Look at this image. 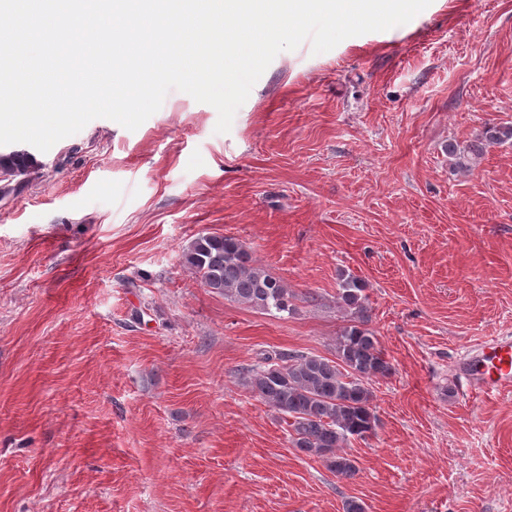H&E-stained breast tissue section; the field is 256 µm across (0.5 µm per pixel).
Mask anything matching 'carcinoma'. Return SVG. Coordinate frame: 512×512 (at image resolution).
<instances>
[{
  "mask_svg": "<svg viewBox=\"0 0 512 512\" xmlns=\"http://www.w3.org/2000/svg\"><path fill=\"white\" fill-rule=\"evenodd\" d=\"M512 143V125L488 124L480 138L461 148L448 143V155L463 169L471 168L486 147ZM39 167L34 154L0 148V175L6 180ZM184 265L204 287L247 309L283 317L295 311L298 295L273 276L248 248L233 236L200 234L183 253ZM366 282L342 275L338 307L352 315L335 340L334 357L279 351L266 355L242 372V385L268 404L289 427V442L297 451L320 459L339 477L358 472L345 448L375 430L370 382L386 377L392 365L367 327Z\"/></svg>",
  "mask_w": 512,
  "mask_h": 512,
  "instance_id": "1",
  "label": "carcinoma"
}]
</instances>
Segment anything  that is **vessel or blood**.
Wrapping results in <instances>:
<instances>
[{"label": "vessel or blood", "mask_w": 512, "mask_h": 512, "mask_svg": "<svg viewBox=\"0 0 512 512\" xmlns=\"http://www.w3.org/2000/svg\"><path fill=\"white\" fill-rule=\"evenodd\" d=\"M466 387L475 393L512 391V338L501 337L484 342L457 363Z\"/></svg>", "instance_id": "b4317fda"}]
</instances>
